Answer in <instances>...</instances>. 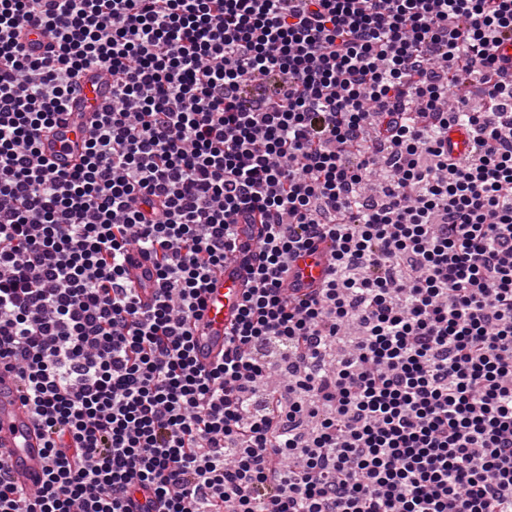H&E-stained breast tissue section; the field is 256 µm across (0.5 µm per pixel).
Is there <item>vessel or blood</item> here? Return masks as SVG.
<instances>
[{
	"mask_svg": "<svg viewBox=\"0 0 512 512\" xmlns=\"http://www.w3.org/2000/svg\"><path fill=\"white\" fill-rule=\"evenodd\" d=\"M23 43L33 56L44 55L51 44V35L43 27L26 26ZM112 103V76L101 68L83 72L71 96L70 110L61 122L41 139V152L57 167L71 168L84 150V143L93 133L96 111ZM258 225L242 232L234 261L210 281L204 294L201 316L194 328L195 355L200 365L210 366L224 353L225 335L236 324L247 288L250 268L256 262ZM331 242L313 245L292 264L291 276L299 288L318 287L326 274ZM129 269L142 302L151 299L154 268L138 251H131ZM0 454L5 455L14 482L33 492L38 490L47 467L44 442L36 432L30 413L24 406L15 380L0 367Z\"/></svg>",
	"mask_w": 512,
	"mask_h": 512,
	"instance_id": "b4317fda",
	"label": "vessel or blood"
}]
</instances>
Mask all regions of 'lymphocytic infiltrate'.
I'll return each mask as SVG.
<instances>
[{
  "label": "lymphocytic infiltrate",
  "instance_id": "obj_1",
  "mask_svg": "<svg viewBox=\"0 0 512 512\" xmlns=\"http://www.w3.org/2000/svg\"><path fill=\"white\" fill-rule=\"evenodd\" d=\"M510 46L512 0H0V361L48 457L32 496L0 462V512H512ZM92 67L112 105L56 168L40 135ZM257 221L203 367L209 274ZM23 43L33 56L44 55L52 43L51 35L42 26L28 25L24 28ZM259 224L242 232L236 258L224 265L210 281L204 294L201 316L194 327L198 363L209 367L224 354V340L236 324L247 288L250 267L256 263ZM332 249V242H318L292 263L291 276L297 288H302L301 292L305 291L304 288H316L322 283ZM131 278L138 288H140V298L142 302L147 303L151 300V288L154 283V268L150 260L141 255L138 251L130 252V262L128 264Z\"/></svg>",
  "mask_w": 512,
  "mask_h": 512
}]
</instances>
